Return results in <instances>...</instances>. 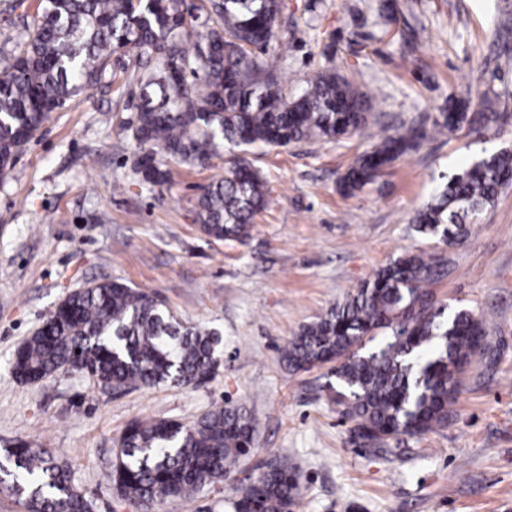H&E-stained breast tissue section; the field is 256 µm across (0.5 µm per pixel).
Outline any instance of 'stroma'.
<instances>
[{
    "instance_id": "stroma-1",
    "label": "stroma",
    "mask_w": 512,
    "mask_h": 512,
    "mask_svg": "<svg viewBox=\"0 0 512 512\" xmlns=\"http://www.w3.org/2000/svg\"><path fill=\"white\" fill-rule=\"evenodd\" d=\"M310 2L281 0L289 91L333 67L361 84L372 114L336 141L253 149L274 203L245 242L211 239L194 221L200 186L224 176L230 153L205 167L170 162L160 187L142 182L127 128L136 86L121 73L51 113L0 181V447L51 449L93 512H138L112 483L130 423L187 424L219 406L251 414L253 452L224 483L156 512H224L226 498L279 460L300 477L294 512H512V186L463 244H438L410 223L449 176L512 150V69L494 43L512 0H321L314 12ZM478 86L508 112L500 127L433 136L361 192L340 193V176L387 130L432 129L449 98ZM409 250L447 259L436 301L472 310L499 350L473 358L446 429L377 454L353 444L352 421L324 391L327 368L291 373L280 357L302 325ZM105 278L215 331V373L197 387L127 392L82 373L16 379L20 345L72 290Z\"/></svg>"
}]
</instances>
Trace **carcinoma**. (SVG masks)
<instances>
[{
    "label": "carcinoma",
    "instance_id": "carcinoma-1",
    "mask_svg": "<svg viewBox=\"0 0 512 512\" xmlns=\"http://www.w3.org/2000/svg\"><path fill=\"white\" fill-rule=\"evenodd\" d=\"M280 0H42L38 15H18L28 32L0 70V176L50 114L98 84L108 68L133 70L139 93L128 129L142 182H166L168 161L205 166L230 143L284 147L336 140L366 125L370 96L334 70L296 94L273 61L288 45L276 22ZM433 132L491 129L502 112H462L453 103ZM423 129L382 136L341 179L352 193L419 147ZM512 184V152L482 158L452 176L413 217V230L444 245L465 241L470 226ZM271 204L260 171L244 156L224 178L200 188L195 222L206 236L240 243ZM448 261L407 251L378 269L343 302L304 325L282 361L293 372L333 364L329 399L354 422L353 443L392 453L403 437L448 427L462 375L493 350L484 322L467 309L445 314L432 286ZM381 346L360 354L365 339ZM216 333L183 324L155 295L103 279L70 292L12 362L22 382L63 372L126 388L194 387L216 368ZM255 427L242 408L217 407L183 424L135 421L120 436L113 465L119 497L144 512L167 499H190L215 485L253 447ZM0 484L26 512H93L69 467L48 448L20 442L0 450ZM300 483L284 463L270 464L229 502L232 512H293Z\"/></svg>",
    "mask_w": 512,
    "mask_h": 512
}]
</instances>
